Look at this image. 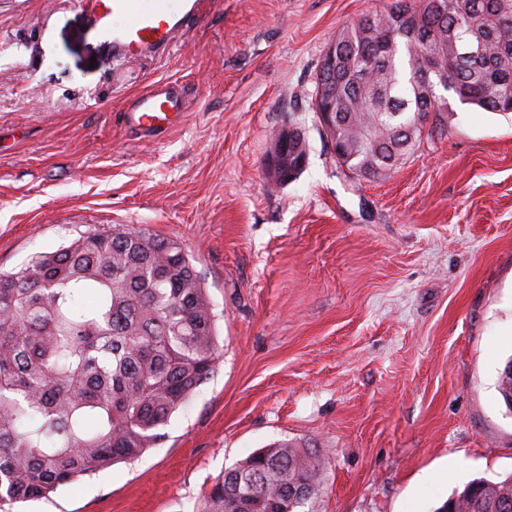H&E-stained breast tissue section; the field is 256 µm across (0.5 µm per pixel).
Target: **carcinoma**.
<instances>
[{"mask_svg":"<svg viewBox=\"0 0 512 512\" xmlns=\"http://www.w3.org/2000/svg\"><path fill=\"white\" fill-rule=\"evenodd\" d=\"M333 42L336 163L357 177L414 154L418 119L445 120L422 59L461 104L512 112V0H395ZM218 359L212 304L175 241L114 225L0 271V512L157 447ZM323 467L314 448L273 443L216 479L207 512H301ZM445 508L512 512V476L474 480Z\"/></svg>","mask_w":512,"mask_h":512,"instance_id":"cac0c4a2","label":"carcinoma"}]
</instances>
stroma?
Returning <instances> with one entry per match:
<instances>
[{"label":"stroma","instance_id":"35a3bbf8","mask_svg":"<svg viewBox=\"0 0 512 512\" xmlns=\"http://www.w3.org/2000/svg\"><path fill=\"white\" fill-rule=\"evenodd\" d=\"M394 0H213L173 47L107 60L79 0H0V269L90 231L189 254L221 355L165 438L22 512H205L215 479L277 442L325 462L306 512H436L512 475V114L454 105L390 174L344 176L314 77L347 23ZM188 95L156 141L127 101ZM309 155L268 183L275 129Z\"/></svg>","mask_w":512,"mask_h":512}]
</instances>
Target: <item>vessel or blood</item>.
<instances>
[{
    "label": "vessel or blood",
    "mask_w": 512,
    "mask_h": 512,
    "mask_svg": "<svg viewBox=\"0 0 512 512\" xmlns=\"http://www.w3.org/2000/svg\"><path fill=\"white\" fill-rule=\"evenodd\" d=\"M112 57H153L186 35L203 15L205 0H81ZM188 107L182 87L164 82L137 95L124 113L127 125L159 136L179 124Z\"/></svg>",
    "instance_id": "b4317fda"
}]
</instances>
